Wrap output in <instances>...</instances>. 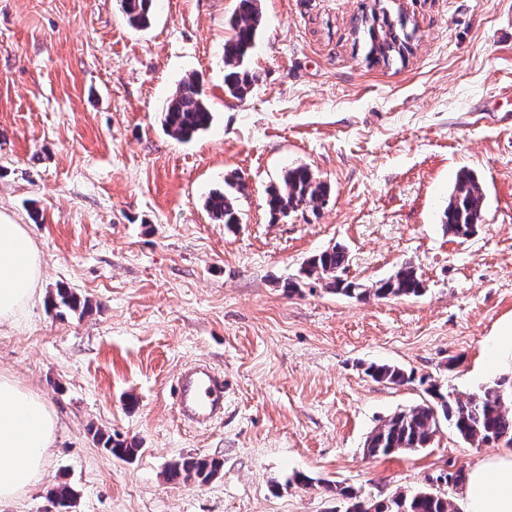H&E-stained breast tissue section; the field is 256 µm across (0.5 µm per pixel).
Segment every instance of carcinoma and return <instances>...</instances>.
I'll return each mask as SVG.
<instances>
[{
    "mask_svg": "<svg viewBox=\"0 0 512 512\" xmlns=\"http://www.w3.org/2000/svg\"><path fill=\"white\" fill-rule=\"evenodd\" d=\"M154 0H122L123 12L131 25L145 28L152 18ZM260 0H237L231 24L232 35L224 43V90L232 97L242 99L250 93L256 75L246 67L260 34L263 19ZM354 29L359 31V44L367 48L366 59L372 65L387 68L404 63L403 50L407 49L408 34L404 31L402 15L390 14L382 24L373 28L357 18ZM213 114L201 97L198 81L189 77L183 80L168 100L163 115L167 132L180 140H190L207 130ZM226 188L208 196L205 206L212 217L230 226L239 223L237 193L244 189L239 177L230 174L224 179ZM330 195V186L320 180L306 166L289 169L280 185L268 193L270 214L276 216L303 210L310 205L323 203ZM485 209V193L472 173L458 175L448 197V207L442 224L446 232L467 239L477 232ZM349 262L345 247L335 245L313 257L301 270L307 278L325 281V287L336 294L358 297L374 295L377 298L418 296L423 283L416 269L408 264L376 288H362L359 284L336 280V272L346 269ZM55 308H66L83 313L91 309L89 300L67 288H60L51 297ZM366 372L372 378L392 385H403L414 380L398 366L371 364ZM430 399L408 410L394 413L378 426L367 439V451L372 456L391 455L429 445L440 420L466 442L479 447L490 442L504 441L512 444V372L494 380L477 393L456 396L443 392L435 384L426 388ZM98 441L112 456L131 459L139 448L112 439L105 433L97 434ZM220 461L195 456L183 457L168 468L171 480L195 477L207 481L218 474ZM344 503L342 512H455L448 495L431 488L412 493L396 492L372 502L361 501L345 488L328 486Z\"/></svg>",
    "mask_w": 512,
    "mask_h": 512,
    "instance_id": "cac0c4a2",
    "label": "carcinoma"
}]
</instances>
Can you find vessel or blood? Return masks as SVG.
Returning a JSON list of instances; mask_svg holds the SVG:
<instances>
[{"mask_svg": "<svg viewBox=\"0 0 512 512\" xmlns=\"http://www.w3.org/2000/svg\"><path fill=\"white\" fill-rule=\"evenodd\" d=\"M172 395L181 422L204 428L224 416V378L205 361L188 363L174 375Z\"/></svg>", "mask_w": 512, "mask_h": 512, "instance_id": "1", "label": "vessel or blood"}]
</instances>
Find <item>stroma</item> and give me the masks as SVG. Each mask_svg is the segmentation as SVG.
Here are the masks:
<instances>
[{"mask_svg":"<svg viewBox=\"0 0 512 512\" xmlns=\"http://www.w3.org/2000/svg\"><path fill=\"white\" fill-rule=\"evenodd\" d=\"M236 0H157L149 27L121 0H0V214L43 260L41 299L0 326V373L34 385L59 430L42 479L0 512H334L327 487L365 499L503 454L440 423L429 447L369 455L382 420L502 372L493 332L512 316V0H391L417 29L405 64L369 65L352 26L362 0H260L257 81L224 92ZM197 77L213 121L191 140L162 112ZM331 187L317 209L270 216L291 167ZM486 195L477 233L446 232L457 176ZM238 173L239 224L205 207ZM372 288L404 264L417 297L356 299L298 277L335 245ZM91 312L55 309L57 288ZM202 359L224 374L222 423L181 424L171 381ZM412 372L391 385L370 364ZM136 442L133 461L94 436ZM192 455L223 464L172 481ZM307 476L300 485L297 475Z\"/></svg>","mask_w":512,"mask_h":512,"instance_id":"35a3bbf8","label":"stroma"}]
</instances>
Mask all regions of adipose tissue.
Returning a JSON list of instances; mask_svg holds the SVG:
<instances>
[{
	"instance_id": "adipose-tissue-1",
	"label": "adipose tissue",
	"mask_w": 512,
	"mask_h": 512,
	"mask_svg": "<svg viewBox=\"0 0 512 512\" xmlns=\"http://www.w3.org/2000/svg\"><path fill=\"white\" fill-rule=\"evenodd\" d=\"M41 258L27 229L0 215V325L16 323L39 299ZM57 419L43 398L0 375V502L40 479L55 441ZM465 512H512V454L474 464L462 488Z\"/></svg>"
}]
</instances>
